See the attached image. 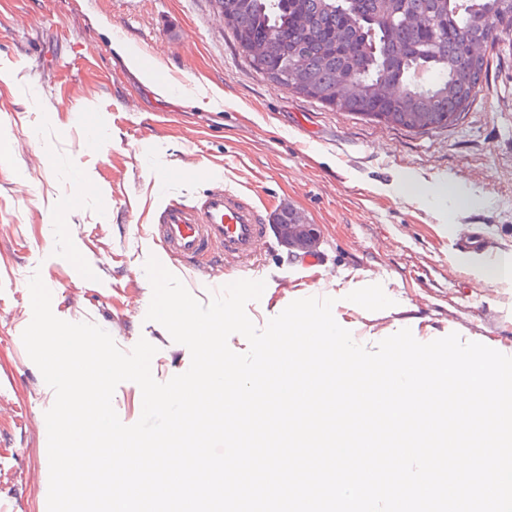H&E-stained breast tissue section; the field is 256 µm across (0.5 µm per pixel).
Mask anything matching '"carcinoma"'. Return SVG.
I'll list each match as a JSON object with an SVG mask.
<instances>
[{"label":"carcinoma","instance_id":"1","mask_svg":"<svg viewBox=\"0 0 512 512\" xmlns=\"http://www.w3.org/2000/svg\"><path fill=\"white\" fill-rule=\"evenodd\" d=\"M250 65L338 112L407 130L448 126L512 29V0H218Z\"/></svg>","mask_w":512,"mask_h":512}]
</instances>
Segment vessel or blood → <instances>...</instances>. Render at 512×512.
<instances>
[{"label": "vessel or blood", "mask_w": 512, "mask_h": 512, "mask_svg": "<svg viewBox=\"0 0 512 512\" xmlns=\"http://www.w3.org/2000/svg\"><path fill=\"white\" fill-rule=\"evenodd\" d=\"M175 172L164 167L153 180L165 202L157 211L151 238L165 262L203 269L220 256L241 265L258 261L266 239L258 209L241 197L226 192L221 179L211 181L207 194L193 203L169 196Z\"/></svg>", "instance_id": "obj_1"}]
</instances>
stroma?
<instances>
[{
  "instance_id": "35a3bbf8",
  "label": "stroma",
  "mask_w": 512,
  "mask_h": 512,
  "mask_svg": "<svg viewBox=\"0 0 512 512\" xmlns=\"http://www.w3.org/2000/svg\"><path fill=\"white\" fill-rule=\"evenodd\" d=\"M117 39L158 54L189 106L154 92L145 69L113 52ZM91 123L102 141L85 153ZM1 146L0 512H47L44 414L55 394L22 342L33 274L58 318L94 323L125 351L142 338L156 346V381L190 366L188 348L146 318L144 264L158 252L148 226L163 202L155 161L183 174L170 194L194 202L216 175L268 228L257 264L178 271L200 302L225 284L261 280V298L246 306L260 329L294 300L331 297L336 322L370 349L407 328L422 343L454 332L512 356V281L478 280L473 269L489 253L457 245L473 227L512 256V32L501 33L460 118L414 132L332 111L263 77L213 0H0ZM403 174L438 186L433 203L399 191ZM79 180L94 193L56 223ZM285 204L318 225L315 256L292 257L271 232ZM367 279L385 307L361 305L355 285Z\"/></svg>"
}]
</instances>
